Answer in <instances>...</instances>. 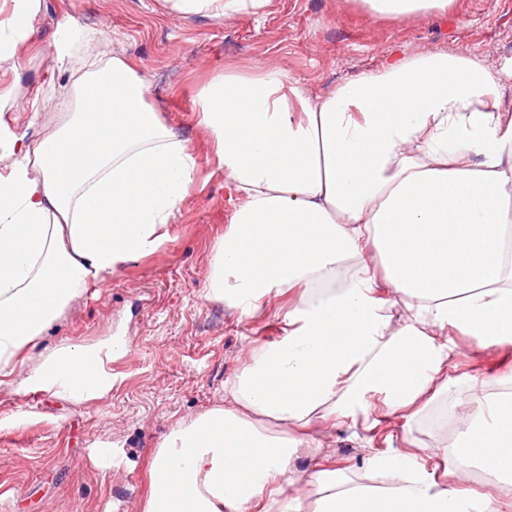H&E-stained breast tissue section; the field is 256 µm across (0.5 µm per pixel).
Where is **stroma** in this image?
Listing matches in <instances>:
<instances>
[{"mask_svg": "<svg viewBox=\"0 0 512 512\" xmlns=\"http://www.w3.org/2000/svg\"><path fill=\"white\" fill-rule=\"evenodd\" d=\"M68 16L83 28L107 29L110 49L147 71L148 99L194 152L198 176L168 241L76 297L28 352L33 366L58 346L124 332L131 354L110 365L117 377L111 395L76 404L16 383L0 386V512H141L161 439L219 403L246 341L278 336L288 308L287 297L274 295L260 314L242 319L203 297L233 207L198 125L197 87L228 65L283 68L312 96H324L376 70L392 49L470 53L498 71L512 67V0H453L447 13L399 20L373 19L359 0H272L259 22L177 17L162 0H41L23 66L0 70V93L22 87L47 120L66 103L69 74L54 59L58 25ZM457 372L449 370L443 399L412 423L413 437L426 446L445 449L457 437L456 423H432L471 391ZM319 433L340 465L364 453L348 425ZM104 443L112 447L108 470L93 459Z\"/></svg>", "mask_w": 512, "mask_h": 512, "instance_id": "stroma-1", "label": "stroma"}]
</instances>
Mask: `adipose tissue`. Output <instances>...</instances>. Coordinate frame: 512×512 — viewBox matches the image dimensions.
I'll list each match as a JSON object with an SVG mask.
<instances>
[{
	"label": "adipose tissue",
	"mask_w": 512,
	"mask_h": 512,
	"mask_svg": "<svg viewBox=\"0 0 512 512\" xmlns=\"http://www.w3.org/2000/svg\"><path fill=\"white\" fill-rule=\"evenodd\" d=\"M169 13L263 19L271 0H164ZM375 18L447 12L452 0H361ZM40 0H14L0 69H16ZM60 25L70 106L37 138L0 94V385L74 402L109 396L106 368L129 341L68 345L25 367L23 353L90 285L156 253L194 185L196 160L147 100L149 79L99 52L106 30ZM512 69L474 55L389 53L380 69L311 98L283 70L212 74L196 93L224 190L236 207L205 297L255 316L272 294L293 303L276 339L253 346L221 403L159 443L141 512H503L465 488L481 469L512 484V370L503 390L452 403L450 450L411 424L448 387L462 351L512 348ZM411 316L394 325L392 308ZM399 421L404 449L372 448L358 482L322 450L316 422L375 429ZM277 423L269 430L267 421ZM312 456L309 473L295 462Z\"/></svg>",
	"instance_id": "ef3b65f1"
}]
</instances>
